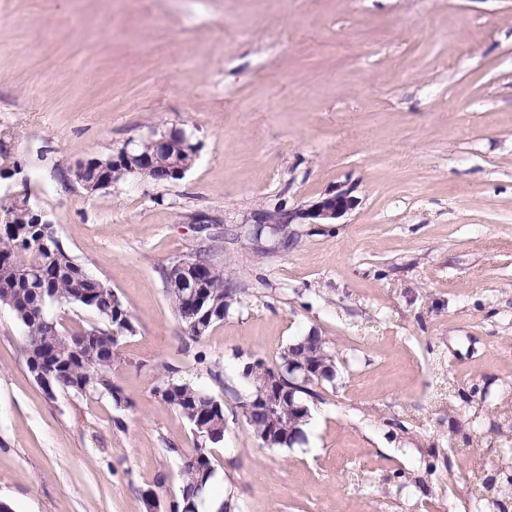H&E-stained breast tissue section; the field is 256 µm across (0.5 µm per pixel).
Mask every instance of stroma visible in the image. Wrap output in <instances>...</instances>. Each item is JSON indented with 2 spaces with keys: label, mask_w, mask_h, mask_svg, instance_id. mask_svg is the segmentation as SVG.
<instances>
[{
  "label": "stroma",
  "mask_w": 512,
  "mask_h": 512,
  "mask_svg": "<svg viewBox=\"0 0 512 512\" xmlns=\"http://www.w3.org/2000/svg\"><path fill=\"white\" fill-rule=\"evenodd\" d=\"M171 128L198 146L183 178L77 183L78 161ZM339 187L354 209L301 218ZM22 191L136 333L112 366L122 405L51 400L0 307L11 512H145L147 489L169 505L193 437L152 394L164 366L220 397L240 357L277 364L312 332L336 376L304 441L261 447L227 401L213 495L234 490L240 512H486L465 463L512 457L490 431L512 411V0H0V198ZM280 206L283 233L246 240ZM212 232L246 293L187 344L161 269ZM454 421L471 451L450 449Z\"/></svg>",
  "instance_id": "obj_1"
}]
</instances>
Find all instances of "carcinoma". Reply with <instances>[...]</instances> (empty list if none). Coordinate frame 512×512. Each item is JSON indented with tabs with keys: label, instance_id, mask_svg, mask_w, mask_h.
Returning <instances> with one entry per match:
<instances>
[{
	"label": "carcinoma",
	"instance_id": "cac0c4a2",
	"mask_svg": "<svg viewBox=\"0 0 512 512\" xmlns=\"http://www.w3.org/2000/svg\"><path fill=\"white\" fill-rule=\"evenodd\" d=\"M139 176L156 183L181 178L179 171L167 169L164 156L156 159V168ZM0 214L10 219V226L0 230V305L9 308L24 328L22 351L28 370L33 373L39 368L46 375L35 381L48 383L55 395L105 391L116 405H122L125 398L112 380V365L120 341L136 331L132 312L111 288L92 281L85 267L65 249L54 227L2 200ZM189 260V267L171 263L163 276L180 326L198 341L213 324L224 320L245 290L229 286L224 267L211 255L200 253ZM187 278L196 281L201 293L193 311L189 290L180 286ZM54 307H75L92 313L95 320L63 331L51 313ZM57 334L62 340L52 347L50 339ZM312 357L323 366L320 376L305 382L288 374L289 365H301ZM335 375L332 341L317 333L300 336L283 349L275 367L259 357L243 361L238 379L244 390L234 391L237 407L261 446L291 448L302 440L309 421L298 406L318 399L317 386ZM152 393L187 421L194 436L193 448L183 455L172 512H182L187 505L194 512H234V491H227L222 499L211 494L216 476L214 447L224 440L227 425L224 401L169 374L160 377Z\"/></svg>",
	"mask_w": 512,
	"mask_h": 512
}]
</instances>
